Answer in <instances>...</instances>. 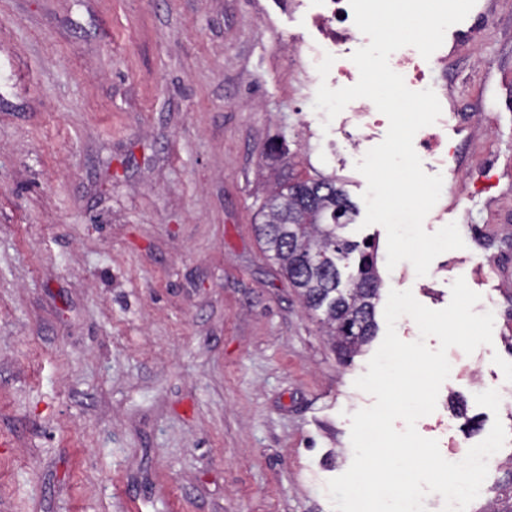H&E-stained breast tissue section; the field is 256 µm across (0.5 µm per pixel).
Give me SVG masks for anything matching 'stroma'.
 <instances>
[{"mask_svg":"<svg viewBox=\"0 0 512 512\" xmlns=\"http://www.w3.org/2000/svg\"><path fill=\"white\" fill-rule=\"evenodd\" d=\"M300 2L0 0V512H332L379 344L339 359L254 232L291 174L364 203ZM468 21L434 74L452 153L424 220L465 246L380 271L434 310L464 278L494 315L425 421L452 453L512 432V0ZM511 476L512 444L467 512Z\"/></svg>","mask_w":512,"mask_h":512,"instance_id":"obj_1","label":"stroma"}]
</instances>
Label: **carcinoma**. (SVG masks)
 <instances>
[{
  "label": "carcinoma",
  "mask_w": 512,
  "mask_h": 512,
  "mask_svg": "<svg viewBox=\"0 0 512 512\" xmlns=\"http://www.w3.org/2000/svg\"><path fill=\"white\" fill-rule=\"evenodd\" d=\"M256 233L305 307L323 315L333 347L349 357L376 335L382 279L367 242L343 235L357 205L334 179H289L261 208Z\"/></svg>",
  "instance_id": "obj_1"
}]
</instances>
